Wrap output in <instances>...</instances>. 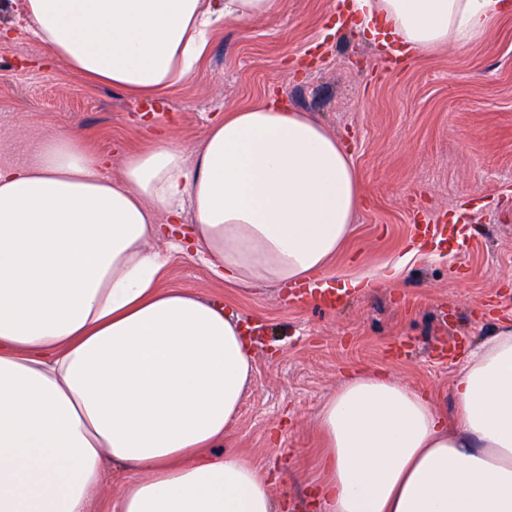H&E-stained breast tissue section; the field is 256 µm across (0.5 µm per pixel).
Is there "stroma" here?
Segmentation results:
<instances>
[{"instance_id":"obj_1","label":"stroma","mask_w":512,"mask_h":512,"mask_svg":"<svg viewBox=\"0 0 512 512\" xmlns=\"http://www.w3.org/2000/svg\"><path fill=\"white\" fill-rule=\"evenodd\" d=\"M333 3L283 0L276 15L225 21L194 74L153 112L148 100L53 63L27 31L22 0H0V22L13 24L0 47V165L56 132L116 158L158 131L191 148L225 110L259 105L272 89L350 152L363 205L316 281L402 263L394 279L334 310L289 288L226 283L184 254L161 280L258 331L253 382L223 447L279 472L283 512H308L303 488L325 452L317 414L348 373L385 370L448 411L469 348L512 319V13L467 47L389 64L350 27L326 36ZM454 219L462 243L415 240V225Z\"/></svg>"}]
</instances>
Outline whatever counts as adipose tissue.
<instances>
[{"label": "adipose tissue", "instance_id": "obj_1", "mask_svg": "<svg viewBox=\"0 0 512 512\" xmlns=\"http://www.w3.org/2000/svg\"><path fill=\"white\" fill-rule=\"evenodd\" d=\"M282 0H23L70 70L143 97L188 79L214 27ZM512 0H338L369 38L420 57L465 47ZM351 155L280 99L225 113L193 149L109 157L50 135L0 165V512H88L113 467L114 512H280L269 472L214 453L253 378L249 328L159 286L167 253L224 281L295 287L349 237ZM453 417L431 392L355 371L321 407L316 512H512V322L467 354Z\"/></svg>", "mask_w": 512, "mask_h": 512}]
</instances>
